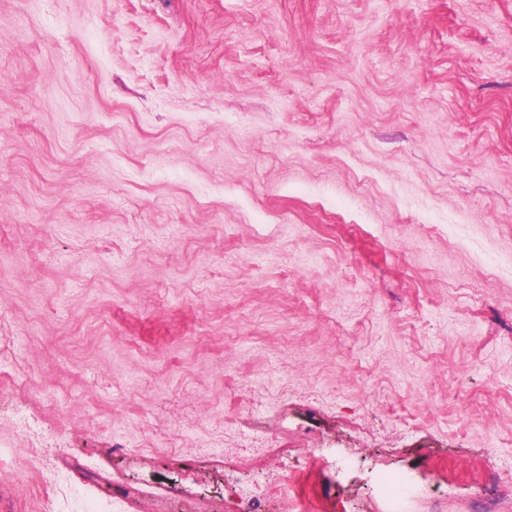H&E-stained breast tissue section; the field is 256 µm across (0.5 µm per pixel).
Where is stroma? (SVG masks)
<instances>
[{
  "label": "stroma",
  "instance_id": "stroma-1",
  "mask_svg": "<svg viewBox=\"0 0 512 512\" xmlns=\"http://www.w3.org/2000/svg\"><path fill=\"white\" fill-rule=\"evenodd\" d=\"M19 330L0 512L511 482L512 0H0ZM376 484L379 495L387 501L414 492L413 485L404 478L387 472H380L377 475Z\"/></svg>",
  "mask_w": 512,
  "mask_h": 512
}]
</instances>
